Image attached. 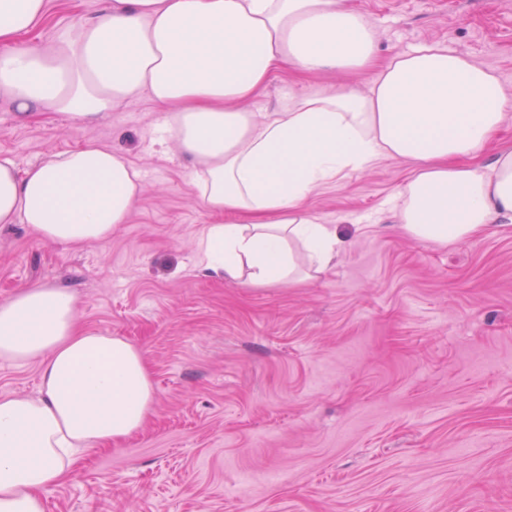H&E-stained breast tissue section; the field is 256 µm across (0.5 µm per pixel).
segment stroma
Listing matches in <instances>:
<instances>
[{
	"label": "stroma",
	"instance_id": "obj_1",
	"mask_svg": "<svg viewBox=\"0 0 512 512\" xmlns=\"http://www.w3.org/2000/svg\"><path fill=\"white\" fill-rule=\"evenodd\" d=\"M348 2L375 27L378 62L438 42L512 95V0ZM103 7L48 0L21 43ZM372 77L281 70L250 107ZM161 122L144 96L92 122L20 121L0 100V159L19 169L94 143L141 174L108 241L70 247L0 224V302L68 288L79 328L140 348L156 389L144 428L87 450L47 512H512V223L448 247L412 239L387 200L413 164L383 159L307 201L351 240L331 269L298 285L222 280L198 262L213 217ZM38 388L37 363L0 361V394Z\"/></svg>",
	"mask_w": 512,
	"mask_h": 512
}]
</instances>
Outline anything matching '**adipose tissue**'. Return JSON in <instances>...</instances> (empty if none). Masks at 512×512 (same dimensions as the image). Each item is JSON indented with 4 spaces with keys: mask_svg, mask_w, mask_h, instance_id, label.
Here are the masks:
<instances>
[{
    "mask_svg": "<svg viewBox=\"0 0 512 512\" xmlns=\"http://www.w3.org/2000/svg\"><path fill=\"white\" fill-rule=\"evenodd\" d=\"M47 0H0V99L19 119L44 110L90 122L136 96L193 161L216 215L198 237L203 270L254 287L327 271L349 242L306 199L345 170L415 163L390 198L411 237L455 245L512 223V149L478 157L512 97L499 77L437 43L396 54L366 92L288 96L257 119L248 104L285 67H369L377 32L344 0H106L37 47L18 41ZM141 192L125 157L89 144L19 170L0 160V224L63 245L104 242ZM63 287L0 302V360L37 362V397L0 395V512H46L86 449L145 426L155 386L140 349L81 331Z\"/></svg>",
    "mask_w": 512,
    "mask_h": 512,
    "instance_id": "1",
    "label": "adipose tissue"
}]
</instances>
